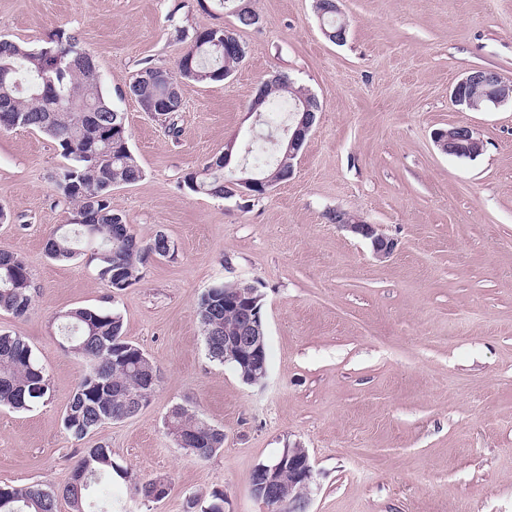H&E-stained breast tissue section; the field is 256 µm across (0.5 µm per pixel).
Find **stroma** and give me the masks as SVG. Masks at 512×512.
<instances>
[{"label": "stroma", "instance_id": "1", "mask_svg": "<svg viewBox=\"0 0 512 512\" xmlns=\"http://www.w3.org/2000/svg\"><path fill=\"white\" fill-rule=\"evenodd\" d=\"M262 23L240 29L247 55L221 82H184L178 134L126 92L144 64L173 68L176 38L236 19L215 0H0V37L38 47L57 31L94 55L123 112L144 176L112 204L137 238L164 232L173 256L110 291L95 264L56 261L51 230L72 205L56 188L67 166L39 132L0 131V247L25 260L36 293L25 316L0 311V332L31 347L52 396L0 407V486L62 489L82 451L100 445L130 480L108 488L116 512H188L224 495V512H268L253 469L284 448L314 466L309 512H512V102L480 111L451 90L473 68L512 81V0H339L348 37L324 36L315 0H250ZM285 74L320 103L288 181L253 201L182 186L187 172L260 130L259 84ZM466 125L474 159L443 154L434 130ZM346 210L397 240L376 259L330 223ZM263 296L269 353L259 385L209 359L197 306L223 281ZM114 311L159 382L131 418L74 438L62 417L84 372L53 324L72 308ZM224 432L206 460L180 448L173 406ZM161 478L143 502L132 479Z\"/></svg>", "mask_w": 512, "mask_h": 512}]
</instances>
